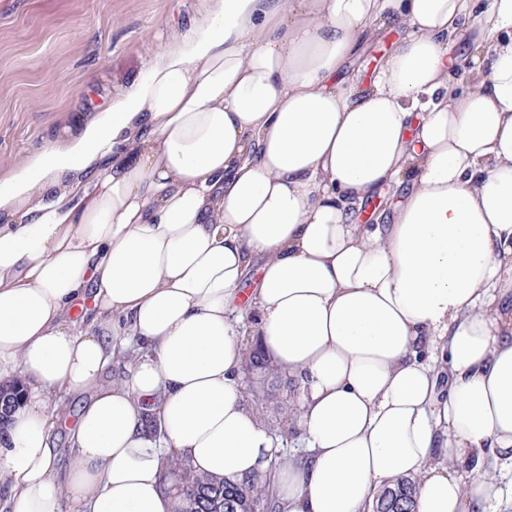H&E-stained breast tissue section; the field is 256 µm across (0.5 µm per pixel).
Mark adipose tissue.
<instances>
[{"mask_svg":"<svg viewBox=\"0 0 512 512\" xmlns=\"http://www.w3.org/2000/svg\"><path fill=\"white\" fill-rule=\"evenodd\" d=\"M250 346L295 381L298 451L244 402ZM16 379L0 512H175L171 457L272 476L280 512L401 476L415 512H512V0H218L0 179ZM398 38V31H390L383 39V43L376 45L366 56L359 61V70L361 71V78L363 81H369L372 79L374 71L378 65L379 58L382 56L386 48L389 47L390 43L394 42ZM364 67V68H363Z\"/></svg>","mask_w":512,"mask_h":512,"instance_id":"obj_1","label":"adipose tissue"}]
</instances>
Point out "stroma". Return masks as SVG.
I'll return each instance as SVG.
<instances>
[{"mask_svg":"<svg viewBox=\"0 0 512 512\" xmlns=\"http://www.w3.org/2000/svg\"><path fill=\"white\" fill-rule=\"evenodd\" d=\"M208 0H0V174L112 91L142 77ZM273 436L296 444L295 384L254 371L244 391Z\"/></svg>","mask_w":512,"mask_h":512,"instance_id":"1","label":"stroma"}]
</instances>
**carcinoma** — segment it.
Returning a JSON list of instances; mask_svg holds the SVG:
<instances>
[{"instance_id":"cac0c4a2","label":"carcinoma","mask_w":512,"mask_h":512,"mask_svg":"<svg viewBox=\"0 0 512 512\" xmlns=\"http://www.w3.org/2000/svg\"><path fill=\"white\" fill-rule=\"evenodd\" d=\"M24 385L18 381L0 385V434L11 422ZM164 489L178 500L177 512H277L273 493L255 479L201 477L180 459L169 461ZM416 481L401 477L376 497L373 512H413Z\"/></svg>"}]
</instances>
